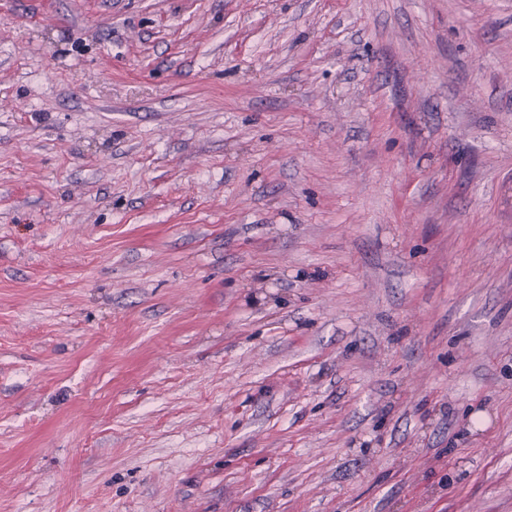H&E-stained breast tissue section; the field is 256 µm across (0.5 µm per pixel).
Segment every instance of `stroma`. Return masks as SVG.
<instances>
[{
  "label": "stroma",
  "instance_id": "stroma-1",
  "mask_svg": "<svg viewBox=\"0 0 512 512\" xmlns=\"http://www.w3.org/2000/svg\"><path fill=\"white\" fill-rule=\"evenodd\" d=\"M0 512H512V0H0Z\"/></svg>",
  "mask_w": 512,
  "mask_h": 512
}]
</instances>
